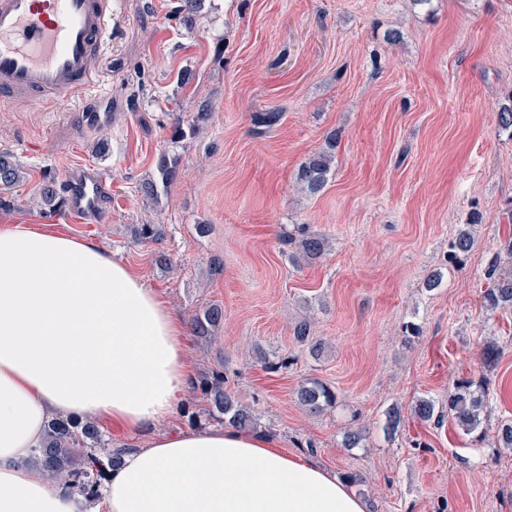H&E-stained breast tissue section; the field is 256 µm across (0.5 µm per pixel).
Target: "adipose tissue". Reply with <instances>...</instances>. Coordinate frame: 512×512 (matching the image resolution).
Instances as JSON below:
<instances>
[{"label":"adipose tissue","instance_id":"adipose-tissue-1","mask_svg":"<svg viewBox=\"0 0 512 512\" xmlns=\"http://www.w3.org/2000/svg\"><path fill=\"white\" fill-rule=\"evenodd\" d=\"M186 326L101 244L0 224V512H90L29 457L51 418L147 430L100 489L102 512H366L336 474L233 427L157 433L192 375Z\"/></svg>","mask_w":512,"mask_h":512}]
</instances>
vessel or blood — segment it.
<instances>
[{
	"mask_svg": "<svg viewBox=\"0 0 512 512\" xmlns=\"http://www.w3.org/2000/svg\"><path fill=\"white\" fill-rule=\"evenodd\" d=\"M112 0H0V100L85 95L100 73ZM108 178H71L65 213L84 223L104 211Z\"/></svg>",
	"mask_w": 512,
	"mask_h": 512,
	"instance_id": "vessel-or-blood-1",
	"label": "vessel or blood"
}]
</instances>
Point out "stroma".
Listing matches in <instances>:
<instances>
[{
  "mask_svg": "<svg viewBox=\"0 0 512 512\" xmlns=\"http://www.w3.org/2000/svg\"><path fill=\"white\" fill-rule=\"evenodd\" d=\"M178 6L114 0L102 85L82 100L0 102V151L27 174L0 223L102 244L183 319L223 308L212 339L187 338L193 382L170 429L213 427L201 383L220 371L281 450L360 475L367 512H512V450L497 439L512 418V314L482 300L484 271L512 235V140L496 125L512 92V0H203L191 30ZM272 108L281 123H258ZM202 109L203 130L172 140L175 117ZM333 132L332 176L306 195L296 172ZM164 152L179 156V176L151 199L140 185ZM93 168L112 180L97 223L43 213L45 179ZM146 223L164 225V240H136L132 226ZM467 223L475 244L451 257ZM300 224L331 248L296 265L283 237ZM162 253L172 271L157 265ZM434 272L442 283L426 289ZM304 318L321 356L293 336ZM488 345L499 351L491 368ZM260 349L295 361L266 368ZM314 378L335 390L334 409L297 403ZM463 378L486 382L477 431L415 415L423 397L447 405ZM393 406L403 421L391 437ZM360 427L365 447H343Z\"/></svg>",
  "mask_w": 512,
  "mask_h": 512,
  "instance_id": "stroma-1",
  "label": "stroma"
}]
</instances>
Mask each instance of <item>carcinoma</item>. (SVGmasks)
<instances>
[{
  "label": "carcinoma",
  "mask_w": 512,
  "mask_h": 512,
  "mask_svg": "<svg viewBox=\"0 0 512 512\" xmlns=\"http://www.w3.org/2000/svg\"><path fill=\"white\" fill-rule=\"evenodd\" d=\"M199 0H180L179 13L183 24L191 29L196 20ZM210 119V113L197 112L185 121L176 119L172 127V138L193 136ZM498 131L512 133V92L497 112ZM329 150L311 155L299 168L296 175L297 187L312 196L324 191L328 184L334 162V141L330 135ZM179 158L162 155L154 173L146 178L140 190L150 198L171 187L178 176ZM26 179V172L6 151H0V208L11 206V190ZM39 201L48 213H55L65 206L64 193L56 182L48 180L39 190ZM134 234L140 240L159 241L165 238L161 224H139ZM298 240L303 258L317 259L323 256L328 240L321 234L313 233L306 227L298 228V237L288 235L286 244ZM474 237L469 225H464L450 242V250L458 256L471 250ZM483 302L487 311L512 312V236L499 244L498 251L485 272ZM224 320V312L218 305H211L193 316L194 335L207 339L214 335ZM202 391L209 405V416L240 429L257 427L258 418L248 407L239 403L235 394L224 387V374L213 373L202 383ZM487 391L480 381L462 379L448 391V414L457 425L468 433L474 432L482 423L481 414L486 408ZM299 403L313 413H321L336 404V393L328 385L311 380L303 383L298 391ZM415 414L423 421H442L443 412L436 408L431 399H421L415 406ZM120 459L119 450L103 438L99 427L93 422H78L71 419L55 418L44 432L41 446L35 449L33 463L40 466L46 475L76 489L79 493L92 496L96 492L104 473L114 467Z\"/></svg>",
  "instance_id": "cac0c4a2"
}]
</instances>
